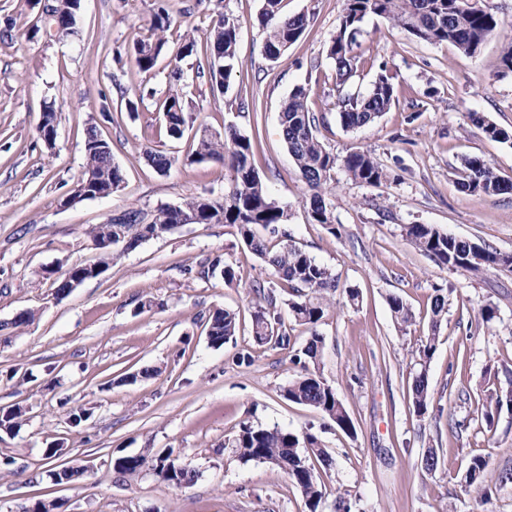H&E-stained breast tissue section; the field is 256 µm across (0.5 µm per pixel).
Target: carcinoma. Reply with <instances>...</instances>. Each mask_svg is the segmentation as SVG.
<instances>
[{"mask_svg": "<svg viewBox=\"0 0 512 512\" xmlns=\"http://www.w3.org/2000/svg\"><path fill=\"white\" fill-rule=\"evenodd\" d=\"M79 0H56L52 21L64 28L76 19ZM372 16L387 20L418 40L430 44L451 43L466 54H475L485 40L497 28L495 16L469 0H344L339 28L332 38L327 55L334 62L335 88L338 94L341 125L356 129L375 121L386 112L396 93L386 66H380L367 95L355 96L344 93L349 80L357 69L358 57L354 54L362 24ZM259 22L266 31L263 47L265 58L277 62L282 58L281 48L296 42L308 26L304 14L288 16L283 13L282 0H263ZM175 26L168 10L162 6L154 13L151 35L133 43L131 57L142 73H150L167 45L166 33ZM238 26L220 15L212 21L206 32L205 45L198 47L195 38L188 37L180 44L171 70L175 84L169 86L163 101L166 117L165 131L173 140L183 138L187 129L195 123V117L187 113L185 102L176 82L184 77L181 63L190 57H203L197 63L195 77L209 83L212 90L220 92L229 88L236 69ZM308 90L295 87L279 113L282 138L294 159L303 180L312 191L308 202V218L313 224H321L333 235L338 229L333 224V204L330 183L336 169H342L354 182L378 186L390 179V173L367 150H357L339 157L328 150L317 136L319 118L308 105ZM472 126L493 140H507L508 131L489 122L476 112L469 113ZM195 145L187 156L189 163L209 160L224 162L231 171L224 197L214 198L197 193L183 198L177 208L162 205L154 211L144 212L130 208L112 225L96 224L89 236L102 246L99 262H81L85 278L105 275L110 269L111 258L136 249L143 241L162 237L179 225L180 215L194 214L200 224H233L241 239L258 255L289 289L290 318L311 328V336L291 363L299 368L297 376L282 387V396L295 404L312 407L346 433L355 427L336 390L322 376L320 360L324 338L316 332L327 308L333 304V294L341 291L351 304L358 300L354 288H339L336 275L320 264L315 257L282 239L290 237L284 229L288 224V207L274 199L254 165L253 144L234 126L224 127V133L194 134ZM84 167L77 185L90 184L89 195L104 192L112 195L123 189L124 178L118 165L112 162V145L102 138L95 125L85 132L83 144ZM148 161L159 171H167L177 158L161 151H145ZM460 185L469 192L486 195L508 194L512 185L499 177L485 160L474 157L465 161ZM405 238L411 245L428 256L439 267L449 270L480 272L495 269L507 260L508 254L495 248L478 245L469 240L448 236L432 224H407L403 227ZM221 273L225 284L236 280L235 270L217 256L200 266L199 277L208 279ZM251 291L255 302L251 313V336L258 344L274 343L286 349L290 344L288 333L280 328L278 313L279 294L273 286L257 283ZM392 317L400 327L412 323L411 308L397 295L388 298ZM431 327L440 325L448 312V296L444 289H434L430 306ZM237 313L217 309L208 319L207 336L210 344L221 347L236 336ZM412 406L418 416L428 413L431 400L426 370L415 375L412 382ZM512 410V378L506 385L489 391L480 412L486 422L503 409ZM20 409H9L0 414V427L11 431L21 427ZM231 447L244 461L269 464L286 473L305 498L309 512H317L323 501V473L331 467L332 459L322 441L314 433L263 428L250 422H242L232 437ZM488 461L482 456L470 458L463 474L467 486L485 482ZM113 470L129 476L143 472L152 473L160 482L174 489L191 485L196 472L187 464L171 456L152 458L147 455H125L113 459ZM58 484H72L89 477L88 469L81 465L61 467L53 472Z\"/></svg>", "mask_w": 512, "mask_h": 512, "instance_id": "1", "label": "carcinoma"}]
</instances>
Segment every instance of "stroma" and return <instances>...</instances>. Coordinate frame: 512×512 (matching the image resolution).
<instances>
[{
    "label": "stroma",
    "mask_w": 512,
    "mask_h": 512,
    "mask_svg": "<svg viewBox=\"0 0 512 512\" xmlns=\"http://www.w3.org/2000/svg\"><path fill=\"white\" fill-rule=\"evenodd\" d=\"M160 5L178 25L168 55L145 74L127 51L149 35ZM480 5L498 26L474 55L418 40L384 19H366L354 48L361 64L347 90L366 93L375 63L384 61L396 96L374 122L348 130L339 122L327 56L344 0H284L285 13L307 15L310 24L275 63L263 55L262 0H84L73 32L63 35L46 30L43 0H0V409L26 411L20 429L0 430V456L14 459L10 470L0 471V512H24L38 499L56 501L58 512H308L286 474L242 461L225 446L244 421L308 428L321 438L333 459L322 512H333L339 495L354 512H512V483L496 482L499 472L512 469V412L502 411L490 424L479 413L495 373L512 370V274L440 269L402 232L407 224H433L512 253V193H470L458 184L471 157L512 180V140L489 139L468 119L476 112L512 132V71L500 62L512 39V0ZM219 13L239 27L236 75L216 94L193 80L195 61L187 59L188 112L214 131L232 125L251 138L256 169L288 207L294 244L333 270L341 287L359 292L353 305L337 297L313 330L280 305L286 349L252 339L250 286L274 276L229 224H184L149 239L60 301L43 276L95 259L89 228L129 204L150 212L192 193L223 196L229 170L216 161L188 163L191 137L169 139L162 112L169 54L184 35L203 38ZM298 85L308 89L310 109L324 117L318 136L328 149L340 157L371 151L393 175L369 186L337 171L336 236L309 222L310 190L281 137L279 112ZM49 105L57 116L50 146L36 132ZM92 123L112 144L124 188L62 206L83 169L84 132ZM148 148L180 160L159 172L144 156ZM218 255L234 268L233 285L192 274V267ZM437 287L448 296V313L435 328L430 301ZM392 295L414 313L406 328L391 318ZM147 297L153 309L139 312ZM489 303L498 314L487 324L480 310ZM219 308L235 310L240 328L216 348L206 319ZM26 310L34 311L33 321L13 327ZM313 331L325 338L321 373L352 418L354 434L279 395L297 374L292 352ZM432 333L437 347L424 363L419 348ZM245 353L249 362H239ZM422 366L433 410L420 417L411 383ZM73 413L84 414L80 426L70 423ZM463 418L470 426L456 433L451 422ZM56 443L61 456L46 458ZM429 448L440 460L430 473L420 464ZM168 452L196 470L192 486L173 490L151 473L130 478L112 468L118 456ZM479 455L493 488L487 499L461 481L467 461ZM72 459L89 466L91 478L55 484L50 471Z\"/></svg>",
    "instance_id": "1"
}]
</instances>
